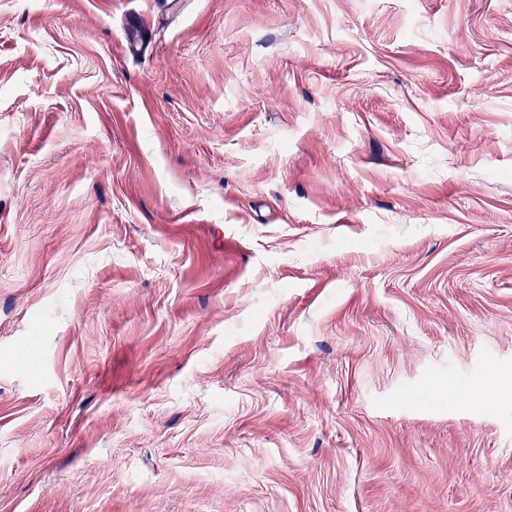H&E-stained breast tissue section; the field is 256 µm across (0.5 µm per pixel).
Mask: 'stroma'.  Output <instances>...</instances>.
<instances>
[{"label": "stroma", "instance_id": "1", "mask_svg": "<svg viewBox=\"0 0 512 512\" xmlns=\"http://www.w3.org/2000/svg\"><path fill=\"white\" fill-rule=\"evenodd\" d=\"M0 512H512V0H0Z\"/></svg>", "mask_w": 512, "mask_h": 512}]
</instances>
